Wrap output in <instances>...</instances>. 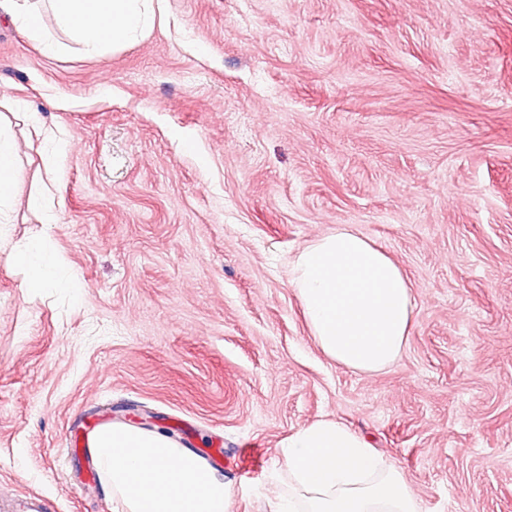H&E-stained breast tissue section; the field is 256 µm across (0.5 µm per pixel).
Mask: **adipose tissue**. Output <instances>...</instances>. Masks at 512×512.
Instances as JSON below:
<instances>
[{
  "instance_id": "ef3b65f1",
  "label": "adipose tissue",
  "mask_w": 512,
  "mask_h": 512,
  "mask_svg": "<svg viewBox=\"0 0 512 512\" xmlns=\"http://www.w3.org/2000/svg\"><path fill=\"white\" fill-rule=\"evenodd\" d=\"M162 0H0V13L45 55L60 44L42 25L48 4L58 30L91 54L137 41L161 14ZM17 263L37 287H61L66 266L45 236L17 247ZM290 285L311 335L330 359L361 372L391 365L414 319L411 285L400 265L358 229L343 226L306 242L292 262ZM87 446L113 512H228L231 483L193 450L166 434L105 423ZM272 474L277 512H419L403 472L367 439L320 420L292 434Z\"/></svg>"
}]
</instances>
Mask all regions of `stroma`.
I'll list each match as a JSON object with an SVG mask.
<instances>
[{
    "instance_id": "stroma-1",
    "label": "stroma",
    "mask_w": 512,
    "mask_h": 512,
    "mask_svg": "<svg viewBox=\"0 0 512 512\" xmlns=\"http://www.w3.org/2000/svg\"><path fill=\"white\" fill-rule=\"evenodd\" d=\"M20 156L0 217V512H112L82 484L106 421L206 453L229 512H273L282 442L363 434L421 512H512V0H164L138 42L41 54L0 16ZM68 143L55 222L29 115ZM350 224L413 287L398 359L325 356L289 286ZM47 232L76 288L12 257Z\"/></svg>"
}]
</instances>
